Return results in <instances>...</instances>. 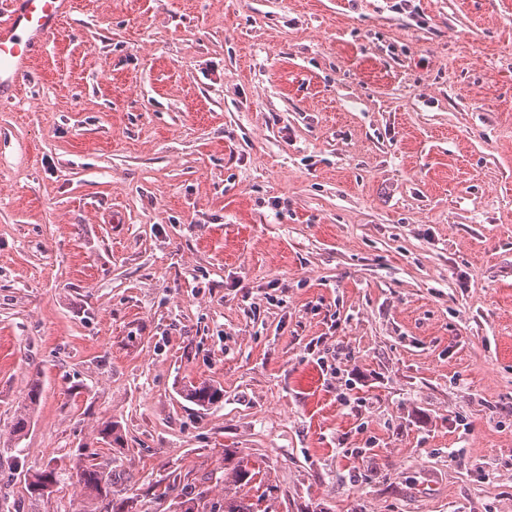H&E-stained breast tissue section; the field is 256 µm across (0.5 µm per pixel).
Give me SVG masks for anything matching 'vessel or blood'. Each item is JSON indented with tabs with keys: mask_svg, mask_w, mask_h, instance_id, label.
I'll return each mask as SVG.
<instances>
[{
	"mask_svg": "<svg viewBox=\"0 0 512 512\" xmlns=\"http://www.w3.org/2000/svg\"><path fill=\"white\" fill-rule=\"evenodd\" d=\"M72 9V0H0L1 100L32 75L37 52Z\"/></svg>",
	"mask_w": 512,
	"mask_h": 512,
	"instance_id": "vessel-or-blood-1",
	"label": "vessel or blood"
}]
</instances>
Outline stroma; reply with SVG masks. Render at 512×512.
Returning a JSON list of instances; mask_svg holds the SVG:
<instances>
[{"label":"stroma","mask_w":512,"mask_h":512,"mask_svg":"<svg viewBox=\"0 0 512 512\" xmlns=\"http://www.w3.org/2000/svg\"><path fill=\"white\" fill-rule=\"evenodd\" d=\"M85 445L109 497L26 492ZM228 449L268 512H512V0H77L0 102V503L253 498ZM195 489L196 487H187L181 483L172 482L166 486L163 495L165 498L170 497L173 500H181L179 503L182 505L193 503V508L191 506L187 507L185 512H193L195 503L197 504V512H216V506L210 505L209 508L208 504L202 500L201 493L196 492Z\"/></svg>","instance_id":"1"}]
</instances>
